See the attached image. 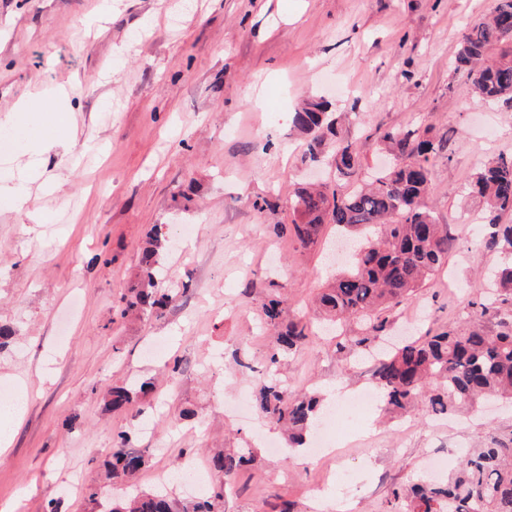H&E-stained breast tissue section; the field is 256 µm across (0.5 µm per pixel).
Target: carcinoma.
Wrapping results in <instances>:
<instances>
[{
	"instance_id": "carcinoma-1",
	"label": "carcinoma",
	"mask_w": 512,
	"mask_h": 512,
	"mask_svg": "<svg viewBox=\"0 0 512 512\" xmlns=\"http://www.w3.org/2000/svg\"><path fill=\"white\" fill-rule=\"evenodd\" d=\"M455 69L470 77L476 94L488 101L512 102V0H495L489 14L462 34ZM294 123L309 135L305 155L311 162L327 157L334 182L301 187L291 200L293 232L299 245L317 242L324 224L375 229L377 242L357 247L351 269L336 277L319 298L325 315L338 325L344 319L359 322L351 346L370 349L379 339L392 303L411 298L445 263L448 231L419 198L431 181L433 161L447 143L418 128L387 129L380 142L392 156L390 164L361 186L344 180L361 166L358 139L341 134L338 121L326 104L310 101L294 115ZM471 192L484 207L490 228L488 244L502 263L495 288L479 304L480 315L494 313V327L481 320L461 331H443L407 341L391 353L376 354L373 378L381 404L395 412L415 409L422 401L435 415H448L480 398L512 400V224L501 223L512 212V157L488 161L473 175ZM170 238L164 224L150 230L142 249L141 278L120 297V315L160 317L179 294L177 288H157L160 256ZM275 342L268 372L276 374L281 359L294 353L309 338L307 323L288 316V299L275 298L264 308ZM149 386H112L104 390L105 405L118 411ZM263 417L288 429V447L302 448L313 433L321 410L316 392L288 397L277 381L259 392ZM128 436L119 433L112 453L104 460L108 480L130 481L149 459L128 448ZM256 460L251 448L219 450L213 468L230 480ZM224 499V484L210 496L182 506L164 488L142 491L112 503L109 512H214ZM386 512H512V439H492L482 448H468L445 479L436 484L421 480L406 489H391Z\"/></svg>"
}]
</instances>
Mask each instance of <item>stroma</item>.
I'll return each mask as SVG.
<instances>
[{
    "label": "stroma",
    "mask_w": 512,
    "mask_h": 512,
    "mask_svg": "<svg viewBox=\"0 0 512 512\" xmlns=\"http://www.w3.org/2000/svg\"><path fill=\"white\" fill-rule=\"evenodd\" d=\"M491 0H0V184L34 145L48 152L38 179L15 182L28 203L0 204V389L27 406L0 451V506L15 512H106L125 486L101 461L130 432L150 458L135 484L201 466V500L221 474L209 449L260 448L231 482L222 512H271L275 496L298 512H384L393 485L437 458L512 436V405L468 407L449 418L419 405L400 420L380 404L340 423L335 457L302 463L265 452L280 441L253 400L270 337L274 293L311 336L280 379L289 394L316 388L335 406L372 386V360L337 353L315 297L343 271L327 224L302 248L277 237L290 200L311 179L305 135L292 118L321 98L358 139L363 169L382 165L376 128L418 125L448 141L428 193L450 235L448 261L420 293L392 307L386 333L420 335L466 325L484 276L501 258L468 189L470 176L512 154V104L477 97L454 68L462 32ZM36 108L16 112L20 99ZM191 228L163 259L165 282L187 290L158 318L121 317L119 298L140 276L153 225ZM183 371L162 384L169 363ZM151 380L155 397L106 411L102 388Z\"/></svg>",
    "instance_id": "35a3bbf8"
}]
</instances>
